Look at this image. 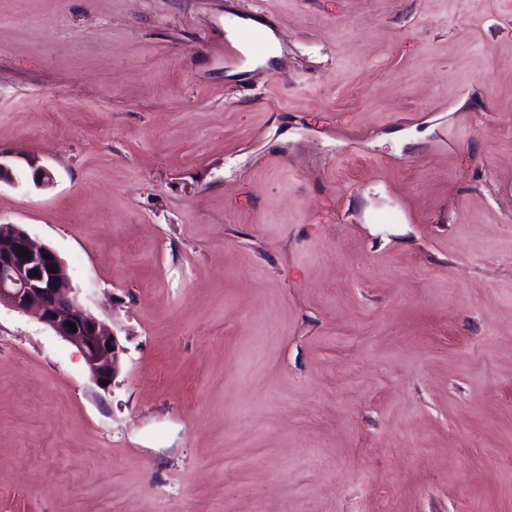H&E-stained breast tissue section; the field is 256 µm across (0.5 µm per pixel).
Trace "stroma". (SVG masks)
<instances>
[{"label": "stroma", "mask_w": 512, "mask_h": 512, "mask_svg": "<svg viewBox=\"0 0 512 512\" xmlns=\"http://www.w3.org/2000/svg\"><path fill=\"white\" fill-rule=\"evenodd\" d=\"M0 156V512H512V0H0ZM23 249L29 250V256H22ZM50 265L55 272H49ZM1 306L37 314L42 323L78 348L98 385L109 386L117 376L124 349L113 330L80 303L67 264L58 253L19 224H0ZM68 322L74 323L76 332ZM101 380L109 384L101 385Z\"/></svg>", "instance_id": "stroma-1"}]
</instances>
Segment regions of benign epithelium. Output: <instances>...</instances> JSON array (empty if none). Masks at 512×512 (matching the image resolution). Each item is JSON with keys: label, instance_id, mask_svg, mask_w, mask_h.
I'll list each match as a JSON object with an SVG mask.
<instances>
[{"label": "benign epithelium", "instance_id": "obj_1", "mask_svg": "<svg viewBox=\"0 0 512 512\" xmlns=\"http://www.w3.org/2000/svg\"><path fill=\"white\" fill-rule=\"evenodd\" d=\"M29 255H22L23 250ZM51 258H45V255ZM55 271H49V266ZM39 274H33V271ZM34 312L47 327L82 353L95 382L113 381L123 347L113 330L86 309L72 286L67 264L19 224H0V307ZM77 331H72L68 323Z\"/></svg>", "mask_w": 512, "mask_h": 512}]
</instances>
